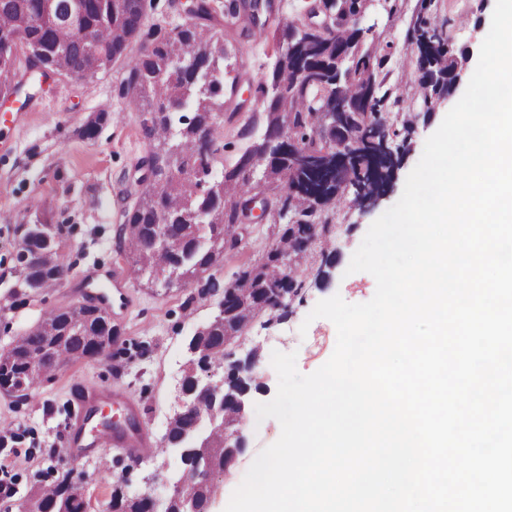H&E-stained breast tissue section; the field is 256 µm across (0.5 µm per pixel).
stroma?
Segmentation results:
<instances>
[{
	"mask_svg": "<svg viewBox=\"0 0 512 512\" xmlns=\"http://www.w3.org/2000/svg\"><path fill=\"white\" fill-rule=\"evenodd\" d=\"M189 0H145L144 29L169 30L190 23ZM496 0H373L361 22L365 45L383 56L382 89L388 101L385 117L395 126H413L394 184L373 208L363 210L343 201L321 210L319 223L334 224L337 235L316 242L306 265L298 272L300 295L284 315L264 314L255 319L238 349L245 356L259 349L251 372L250 403L273 399L278 378L271 365L273 352L296 353L301 374L317 370L332 355L336 329L325 318L308 314L333 295L349 303H364L375 294L376 282L366 272L348 273L351 257L370 225L400 198L405 180L418 163L427 138L452 108L444 101L426 112L420 72L416 66L414 23L424 15L456 47L479 51L491 26ZM265 30L241 25L220 15L216 30L224 34L229 54L228 79L236 80L237 95L225 98L224 117L214 137L218 151L213 170H231L240 156L262 138V108L257 84L272 70V36L285 23L304 17L310 0H272ZM143 46L134 38L125 55L95 76L72 80L61 77L28 104L12 100L1 112L23 110L19 125L0 133V350L25 335L51 309L84 303L83 280L93 274L130 265L125 247L124 213L137 198V167L149 151L141 132L142 115L130 106L126 91L128 61ZM97 122L94 137L83 134L88 122ZM49 218L61 225L59 250L71 265L68 277L50 288L29 291L16 285L15 254L22 227ZM273 216L249 225L237 249L224 253L208 271L216 292L199 293L197 286L164 290L133 281L124 305L109 311L117 339L100 357L71 361L56 370L53 379L28 395L0 392V484L10 489L0 496V512H19L39 488L77 470L88 512H109L112 486L122 481L127 493L145 488V479L166 469L179 476L184 465L179 452L134 459L132 443L147 436L161 447L170 417L178 410L181 387L189 369L188 343L196 328L218 312L223 289L247 266L262 259L278 241ZM94 394L93 404L121 417L133 418L134 430L123 443L102 447L93 440L95 424L88 421L90 405L78 391ZM78 441L73 455L59 452L64 432ZM276 419L246 425V448L229 471L216 478V495L209 512H225L257 455L280 436Z\"/></svg>",
	"mask_w": 512,
	"mask_h": 512,
	"instance_id": "obj_1",
	"label": "stroma"
}]
</instances>
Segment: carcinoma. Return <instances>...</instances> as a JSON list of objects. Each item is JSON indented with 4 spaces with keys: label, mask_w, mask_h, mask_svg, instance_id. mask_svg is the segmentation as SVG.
I'll return each instance as SVG.
<instances>
[{
    "label": "carcinoma",
    "mask_w": 512,
    "mask_h": 512,
    "mask_svg": "<svg viewBox=\"0 0 512 512\" xmlns=\"http://www.w3.org/2000/svg\"><path fill=\"white\" fill-rule=\"evenodd\" d=\"M234 15L241 10L250 13L255 25L267 24L266 8L256 0H241L225 6ZM194 22L184 25L173 34H148L151 49L144 50L129 63V77L136 80L131 103L142 112L141 130L149 143L168 144L173 151L150 154L142 160L150 181L143 192L152 193L162 185L157 200L146 206L139 204L126 212L132 269L140 281L170 287L188 274L203 273L224 251V225L234 223L239 201L254 195L257 189L274 191L263 168L248 166L247 154H242L236 167L219 178L215 187L212 160L214 142H201L199 129L207 125L210 103L224 101V80L207 82L209 71H224L226 55H200L198 50L210 42L222 43L224 37L213 32L216 8L214 0H195L191 9ZM144 5L142 0H0V40L12 41L20 55L6 57L0 53V94L30 98L28 90L48 84L58 77H68L77 71L89 56L99 53L109 61L122 56L132 38L140 35ZM427 21L418 19L421 33L416 38L417 65L422 76L437 74L444 85L453 84V68L461 50L437 30H425ZM303 25L291 22L276 39L275 59L282 57L283 45L292 34L301 42V49L287 58L282 69H273L271 76L258 85L264 95L275 86L292 93L289 106L299 127V138L311 136L309 129L313 111L305 96L294 88L297 69L317 72L321 84L308 90L314 96L341 83L353 87L363 78L374 82V89L365 98L355 94V103L343 112L340 124L350 126L356 133L359 146L351 163V191L365 194L383 192L388 186L390 172L401 163L399 152L383 148L393 142L397 130L393 125L366 120L368 111H381L386 100L379 95L378 69L382 59L362 48L357 32L336 24V34L320 40H306L301 35ZM167 68L168 84L159 89L152 81L155 71ZM335 131H327L318 143L306 144L309 154L306 163L292 177L293 192L288 198L293 221L281 225L277 248L267 253L264 262L242 271L239 280L248 284L237 288L225 300L231 310L245 306L255 319L263 313L287 312L288 296L301 287L295 276L287 275L281 258L287 256L293 266H299L307 256L311 243L329 236V224L315 226L307 223L312 198L320 197L330 204L344 199L336 194L338 184L332 172L323 165L325 144L333 140ZM270 170L283 167L290 161L291 151L286 144L268 147ZM195 169L193 178L177 180L171 170L174 161ZM219 216L220 223L198 225L201 217ZM167 225V237L157 241L152 237L153 226ZM59 227L48 221L29 224L23 239L29 245L27 272L18 280L21 288H45L57 282V276L70 266L60 259L56 237ZM162 250L168 269L160 275L153 270L154 261L146 256L150 249ZM115 334L106 312L89 305L83 317L74 318L69 311L52 309L44 314L38 326L19 337L10 354H0V390L12 392L29 390L53 378V369L29 368L26 358L43 353L49 360L69 362L96 352V337ZM244 339L241 322L232 318L205 335L192 337L189 345L196 351L192 362L204 374L225 367L228 350ZM73 483L68 476L43 487L34 496L40 507L48 512H87L83 497L72 493ZM112 501L120 512H143V505L114 489Z\"/></svg>",
    "instance_id": "cac0c4a2"
}]
</instances>
